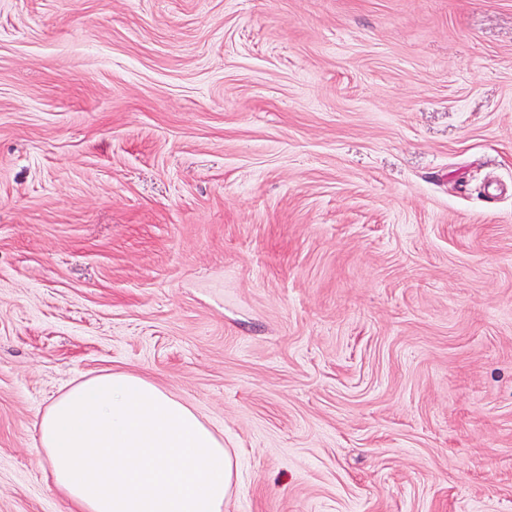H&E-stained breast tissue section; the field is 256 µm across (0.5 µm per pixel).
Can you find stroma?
<instances>
[{"label": "stroma", "instance_id": "1", "mask_svg": "<svg viewBox=\"0 0 512 512\" xmlns=\"http://www.w3.org/2000/svg\"><path fill=\"white\" fill-rule=\"evenodd\" d=\"M116 371L224 512H512V0H0V512Z\"/></svg>", "mask_w": 512, "mask_h": 512}]
</instances>
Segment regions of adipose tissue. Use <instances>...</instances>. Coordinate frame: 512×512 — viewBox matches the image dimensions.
I'll return each instance as SVG.
<instances>
[{"label":"adipose tissue","mask_w":512,"mask_h":512,"mask_svg":"<svg viewBox=\"0 0 512 512\" xmlns=\"http://www.w3.org/2000/svg\"><path fill=\"white\" fill-rule=\"evenodd\" d=\"M52 487L76 512H224L234 464L188 406L127 373L77 381L41 414Z\"/></svg>","instance_id":"adipose-tissue-1"}]
</instances>
